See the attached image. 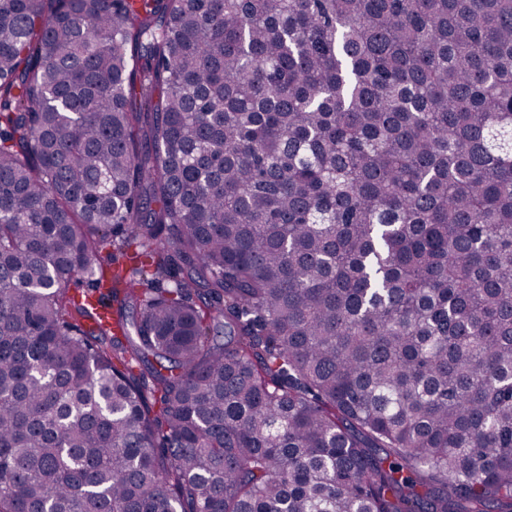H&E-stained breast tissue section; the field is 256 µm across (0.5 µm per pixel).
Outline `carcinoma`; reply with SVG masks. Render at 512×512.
Here are the masks:
<instances>
[{
	"label": "carcinoma",
	"mask_w": 512,
	"mask_h": 512,
	"mask_svg": "<svg viewBox=\"0 0 512 512\" xmlns=\"http://www.w3.org/2000/svg\"><path fill=\"white\" fill-rule=\"evenodd\" d=\"M0 512H512V0H0Z\"/></svg>",
	"instance_id": "1"
}]
</instances>
